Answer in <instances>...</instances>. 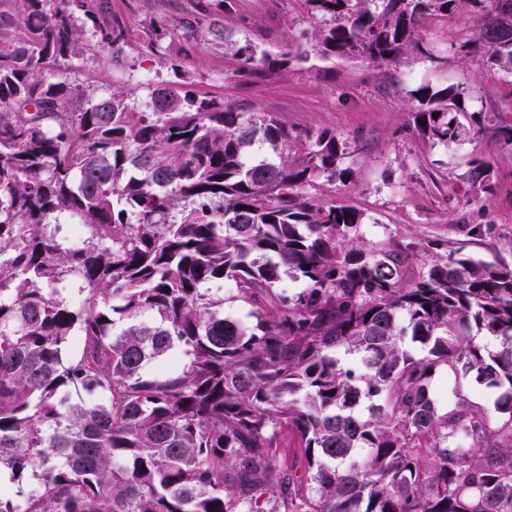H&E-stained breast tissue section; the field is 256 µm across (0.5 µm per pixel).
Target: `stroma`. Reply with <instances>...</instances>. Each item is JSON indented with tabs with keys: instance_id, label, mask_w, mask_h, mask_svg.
<instances>
[{
	"instance_id": "stroma-1",
	"label": "stroma",
	"mask_w": 512,
	"mask_h": 512,
	"mask_svg": "<svg viewBox=\"0 0 512 512\" xmlns=\"http://www.w3.org/2000/svg\"><path fill=\"white\" fill-rule=\"evenodd\" d=\"M197 0H87L94 14L108 12L123 27L118 60L107 53L63 66L67 79L103 92L123 90L143 105L165 79L170 55L187 42L195 53L183 62L197 93L224 100L240 112L272 115L298 132L336 133L345 145L344 177L321 178L303 190L317 199L336 197L365 214L363 240L428 239L441 249H463L476 259L512 267V147L492 133L499 120L512 122V75L491 72L485 56L462 49L476 40L480 24L463 9L450 18L424 19L420 33L432 56L409 50L400 62L375 64L361 58L325 59L315 47L320 25L304 0H231L221 16L226 31L258 49L289 43L302 58L288 67L260 65L241 71L223 41L208 33V21L186 32L182 17ZM167 32L160 51L147 49L145 19ZM452 87L462 94L473 131L471 141L448 148L430 146L417 135L410 92L419 84ZM480 156L494 166L495 186L487 199L471 198L468 162ZM483 236H472L475 226Z\"/></svg>"
}]
</instances>
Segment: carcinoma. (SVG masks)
<instances>
[{"label":"carcinoma","mask_w":512,"mask_h":512,"mask_svg":"<svg viewBox=\"0 0 512 512\" xmlns=\"http://www.w3.org/2000/svg\"><path fill=\"white\" fill-rule=\"evenodd\" d=\"M14 2L0 15V512H512V268L362 240L363 212L301 194L344 175L336 134L202 97L178 57L143 111L60 79L56 65L117 47L120 23L86 0ZM488 2L479 43L512 74V0H306L322 57L376 64L429 52L426 17ZM224 43L245 70L298 58ZM411 98L429 144L471 138L455 89ZM492 179L470 160L471 194ZM63 215L88 226L82 246L49 231ZM284 275L304 288L279 292ZM69 278L78 302L59 296ZM216 281L248 322L220 312ZM172 351L180 371L146 370ZM449 371L496 394L497 420L459 386L438 408L431 382ZM284 428L299 471L278 463Z\"/></svg>","instance_id":"1"}]
</instances>
